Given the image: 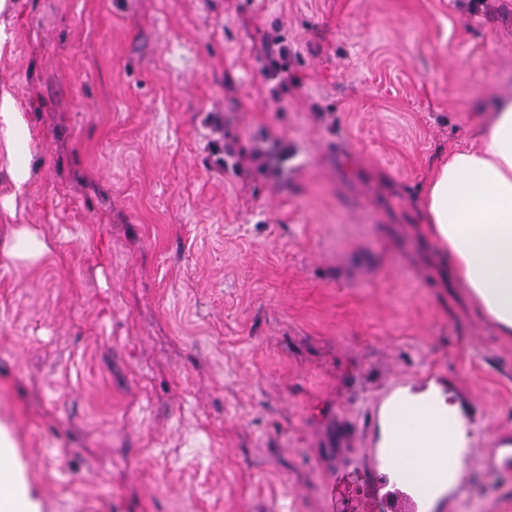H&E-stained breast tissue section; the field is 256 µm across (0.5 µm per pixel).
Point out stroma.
<instances>
[{"label": "stroma", "instance_id": "1", "mask_svg": "<svg viewBox=\"0 0 512 512\" xmlns=\"http://www.w3.org/2000/svg\"><path fill=\"white\" fill-rule=\"evenodd\" d=\"M0 33V426L38 512H512V335L423 221L512 98V0H5ZM431 381L477 437L433 507L374 446ZM22 124V117L19 112H15L11 96L7 92L2 93L0 95V134L8 150L15 144L16 133Z\"/></svg>", "mask_w": 512, "mask_h": 512}]
</instances>
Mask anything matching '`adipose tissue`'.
<instances>
[{
	"label": "adipose tissue",
	"instance_id": "ef3b65f1",
	"mask_svg": "<svg viewBox=\"0 0 512 512\" xmlns=\"http://www.w3.org/2000/svg\"><path fill=\"white\" fill-rule=\"evenodd\" d=\"M426 222L458 281L499 330L512 334V99L494 106L473 142L434 168L425 191ZM378 448L395 449L406 477L423 482L427 462L444 479L430 500L467 472L473 424L437 384L398 387L379 411Z\"/></svg>",
	"mask_w": 512,
	"mask_h": 512
}]
</instances>
